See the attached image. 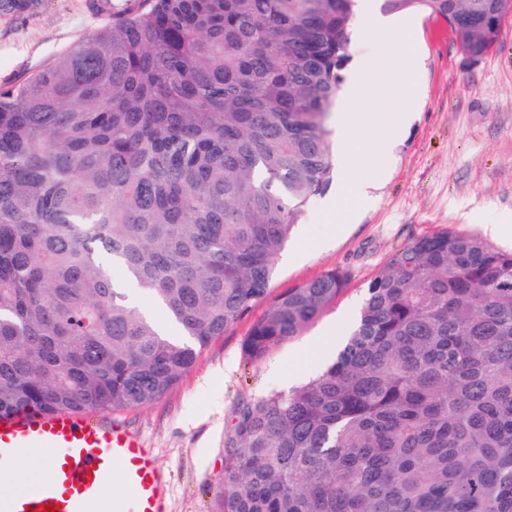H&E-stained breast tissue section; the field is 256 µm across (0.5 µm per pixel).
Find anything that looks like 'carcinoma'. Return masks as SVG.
<instances>
[{"label": "carcinoma", "mask_w": 512, "mask_h": 512, "mask_svg": "<svg viewBox=\"0 0 512 512\" xmlns=\"http://www.w3.org/2000/svg\"><path fill=\"white\" fill-rule=\"evenodd\" d=\"M491 53L512 0H381ZM0 86V415L148 405L264 301L336 183L358 0H134ZM174 326L131 304L110 267ZM275 297L248 359L344 290ZM219 512H512V252L445 228L368 283L315 378L238 404Z\"/></svg>", "instance_id": "obj_1"}]
</instances>
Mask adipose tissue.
Listing matches in <instances>:
<instances>
[{
  "label": "adipose tissue",
  "mask_w": 512,
  "mask_h": 512,
  "mask_svg": "<svg viewBox=\"0 0 512 512\" xmlns=\"http://www.w3.org/2000/svg\"><path fill=\"white\" fill-rule=\"evenodd\" d=\"M380 30L387 35L385 54L393 74L390 96L399 101L404 98L407 88L404 71L413 52L412 34L406 22H390L368 10L360 12L356 35L365 36ZM377 94L378 89L369 75L363 73L355 77L350 82L343 96V105L336 115L338 129H361L370 134L378 131L384 123L383 116L364 108L365 103L374 99ZM48 454L49 451L45 448L38 449L34 454L26 450L20 452L11 467L0 473V493H19L27 490L31 484L45 480L48 476Z\"/></svg>",
  "instance_id": "1"
}]
</instances>
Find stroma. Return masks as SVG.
<instances>
[{"label":"stroma","mask_w":512,"mask_h":512,"mask_svg":"<svg viewBox=\"0 0 512 512\" xmlns=\"http://www.w3.org/2000/svg\"><path fill=\"white\" fill-rule=\"evenodd\" d=\"M416 52L410 93L401 105L389 96L392 76L375 33L351 40V62L371 65L380 86L368 104L394 136L352 132L356 159L339 157L350 181L345 202L327 196L309 204L293 239L276 259L271 295L336 270L348 284L300 332L255 362L244 341L265 304L251 307L223 336L201 350L191 370L151 404L125 410L130 429L156 460L164 480L165 512H218L224 437L237 403L308 381L335 355L327 341L354 320L369 280L403 244L447 227L481 235L482 225L512 217V19L495 50L467 61L444 26L412 13ZM101 24L86 0H0V85L19 79L90 35ZM372 178L369 201L361 181Z\"/></svg>","instance_id":"stroma-1"}]
</instances>
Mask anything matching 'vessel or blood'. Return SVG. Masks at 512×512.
I'll list each match as a JSON object with an SVG mask.
<instances>
[{"label": "vessel or blood", "instance_id": "obj_1", "mask_svg": "<svg viewBox=\"0 0 512 512\" xmlns=\"http://www.w3.org/2000/svg\"><path fill=\"white\" fill-rule=\"evenodd\" d=\"M29 448L48 449L49 480L23 495L0 494V512H101L113 484L114 512H162L163 479L141 438L115 414L22 411L0 416V462Z\"/></svg>", "mask_w": 512, "mask_h": 512}]
</instances>
